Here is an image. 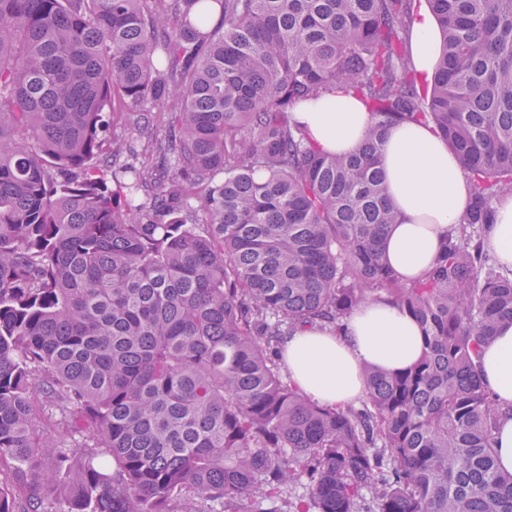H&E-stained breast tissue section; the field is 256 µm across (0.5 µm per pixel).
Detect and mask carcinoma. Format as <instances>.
<instances>
[{
  "instance_id": "1",
  "label": "carcinoma",
  "mask_w": 512,
  "mask_h": 512,
  "mask_svg": "<svg viewBox=\"0 0 512 512\" xmlns=\"http://www.w3.org/2000/svg\"><path fill=\"white\" fill-rule=\"evenodd\" d=\"M428 4L419 86L413 0H0V512H240L302 482L297 512H512L479 374L512 322L485 246L512 194V0ZM340 85L371 124L336 156L290 113ZM117 104L143 145L111 136ZM402 122L471 188L412 281L382 249ZM371 299L423 355L365 368L355 405L310 400L275 346ZM440 32L432 13L419 9L414 15L409 37V51L417 77L429 82L440 56Z\"/></svg>"
}]
</instances>
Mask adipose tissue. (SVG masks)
<instances>
[{
  "label": "adipose tissue",
  "mask_w": 512,
  "mask_h": 512,
  "mask_svg": "<svg viewBox=\"0 0 512 512\" xmlns=\"http://www.w3.org/2000/svg\"><path fill=\"white\" fill-rule=\"evenodd\" d=\"M440 44L432 13L418 10L409 51L419 80H431ZM292 119L330 154L356 149L371 122L364 104L342 89L301 104ZM380 167L399 216L384 239V258L402 278L414 280L432 268L449 226L464 214L470 185L447 143L418 123L389 130ZM486 238L500 262L512 269V195L496 203ZM422 349L418 323L397 306L375 300L351 315L342 334L317 327L293 333L285 341L283 359L291 382L306 396L344 406L364 395V367L397 372L413 364ZM481 366L485 387L503 406L512 405V324L499 327L483 351Z\"/></svg>",
  "instance_id": "1"
}]
</instances>
